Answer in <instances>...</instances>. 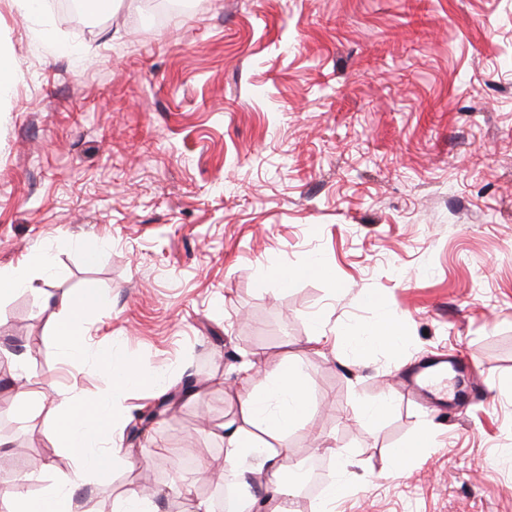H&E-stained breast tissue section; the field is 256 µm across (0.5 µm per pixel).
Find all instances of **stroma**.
<instances>
[{"label":"stroma","mask_w":512,"mask_h":512,"mask_svg":"<svg viewBox=\"0 0 512 512\" xmlns=\"http://www.w3.org/2000/svg\"><path fill=\"white\" fill-rule=\"evenodd\" d=\"M156 26L144 0H112L87 35L54 10L0 0V268L50 252L55 276L0 299V362L22 356L51 400L108 389L100 351L144 381L159 415L133 466L90 476L84 512L129 489L215 503L182 462L225 470L218 426L236 371L303 374L312 409L291 464L328 455L335 512H512V0H205ZM97 239L95 264L80 244ZM321 276H299L309 258ZM295 274L292 286L271 277ZM85 350L52 336L85 287ZM403 344L345 342L379 317ZM320 325L329 343L307 338ZM447 353L463 369L436 410L402 370ZM194 378L160 408L156 381ZM388 402L382 418L365 405ZM433 444L415 445L419 430ZM409 449L404 466L394 449ZM0 488L73 472L43 415L0 376Z\"/></svg>","instance_id":"stroma-1"}]
</instances>
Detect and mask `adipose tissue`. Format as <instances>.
<instances>
[{"instance_id":"adipose-tissue-1","label":"adipose tissue","mask_w":512,"mask_h":512,"mask_svg":"<svg viewBox=\"0 0 512 512\" xmlns=\"http://www.w3.org/2000/svg\"><path fill=\"white\" fill-rule=\"evenodd\" d=\"M101 301L97 289L91 287L82 289L71 301L67 315L54 328L60 348L75 351L83 346L85 317ZM97 364L112 376V392L94 398L76 394L59 403L48 399L50 382L24 367H14L13 377L24 403L45 415L59 447L73 459L75 470L57 477L38 496L25 490L29 475L18 476L12 490L0 495L7 512H34L40 500L51 503L53 512H75L74 496L86 474H103L122 463L115 438L125 410L123 399L141 378L111 354L99 356ZM237 373L239 413L222 428L225 461L233 466L241 485H250L260 475L266 479L265 497L247 494L238 498L237 512H293L292 493L282 479L283 461L288 454L289 428L302 421L310 409L306 382L287 364L262 376L245 362Z\"/></svg>"}]
</instances>
